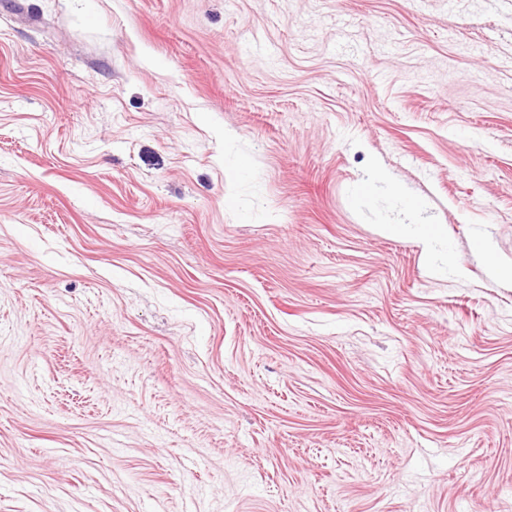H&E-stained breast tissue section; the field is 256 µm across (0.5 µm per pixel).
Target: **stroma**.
Returning a JSON list of instances; mask_svg holds the SVG:
<instances>
[{
  "label": "stroma",
  "instance_id": "1",
  "mask_svg": "<svg viewBox=\"0 0 512 512\" xmlns=\"http://www.w3.org/2000/svg\"><path fill=\"white\" fill-rule=\"evenodd\" d=\"M482 236L512 0H0V512H512ZM421 206L415 201H406L404 206L405 218L389 221L382 224V231L388 235L400 236L414 232L422 251L432 254L435 251L436 242L444 237L437 224H422L418 220Z\"/></svg>",
  "mask_w": 512,
  "mask_h": 512
}]
</instances>
